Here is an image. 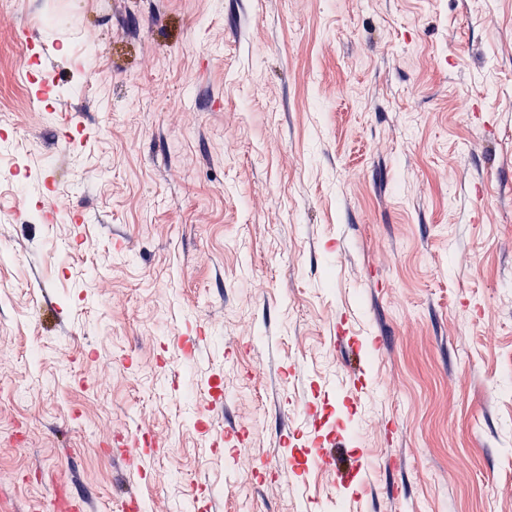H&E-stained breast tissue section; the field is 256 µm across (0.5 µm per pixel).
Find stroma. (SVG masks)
<instances>
[{"label":"stroma","instance_id":"stroma-1","mask_svg":"<svg viewBox=\"0 0 512 512\" xmlns=\"http://www.w3.org/2000/svg\"><path fill=\"white\" fill-rule=\"evenodd\" d=\"M17 2L0 512H124L141 473L149 512H320L278 465L325 400L374 474L329 512H512V0Z\"/></svg>","mask_w":512,"mask_h":512}]
</instances>
